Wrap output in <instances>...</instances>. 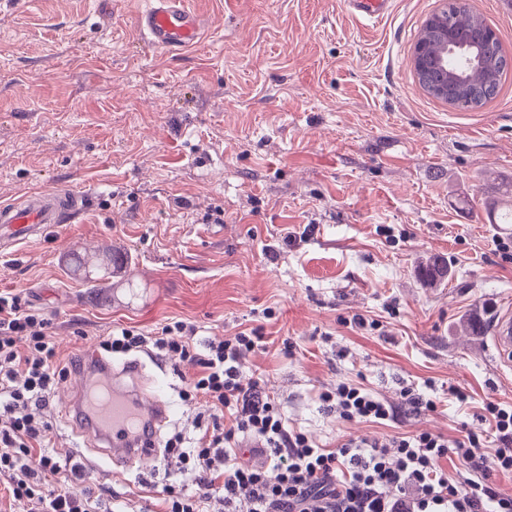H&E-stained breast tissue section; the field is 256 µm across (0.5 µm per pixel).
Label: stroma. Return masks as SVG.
Instances as JSON below:
<instances>
[{"label":"stroma","mask_w":512,"mask_h":512,"mask_svg":"<svg viewBox=\"0 0 512 512\" xmlns=\"http://www.w3.org/2000/svg\"><path fill=\"white\" fill-rule=\"evenodd\" d=\"M146 0H0V202L81 194L84 211L0 253V294L52 323L60 359L116 327L151 336L196 325V347L257 329L242 365L319 446L431 431L497 446L478 413L512 405V369L462 323L512 305V256L485 210L512 180V77L484 106L425 94L412 50L441 0H391L369 22L345 0H189L204 25L173 56L134 35ZM315 230L286 241L287 232ZM112 251L105 288L74 269ZM447 262L436 287L421 261ZM378 328L351 325L353 315ZM137 362L172 405L164 437H195L204 400L180 392L195 364ZM399 402L417 387L432 412L359 423L324 410L336 381ZM462 391L458 401L450 388ZM50 394L54 451L69 454L104 512H156L177 459L112 470Z\"/></svg>","instance_id":"35a3bbf8"}]
</instances>
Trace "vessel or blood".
Segmentation results:
<instances>
[{"instance_id": "b4317fda", "label": "vessel or blood", "mask_w": 512, "mask_h": 512, "mask_svg": "<svg viewBox=\"0 0 512 512\" xmlns=\"http://www.w3.org/2000/svg\"><path fill=\"white\" fill-rule=\"evenodd\" d=\"M352 14L366 20L384 15L390 0H347ZM138 29L158 51L191 47L201 34V22L188 0H150L138 18ZM84 208L83 199L61 190H40L0 203V244L11 247L40 238L48 227L68 223ZM491 343L503 365L512 364V314L492 324ZM75 372L78 387L64 405L88 446L105 452L113 468L127 469L159 457L158 434L170 416L162 393L140 382L141 367L115 369L92 349L81 354Z\"/></svg>"}]
</instances>
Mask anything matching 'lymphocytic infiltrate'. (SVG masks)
<instances>
[{
  "label": "lymphocytic infiltrate",
  "instance_id": "lymphocytic-infiltrate-1",
  "mask_svg": "<svg viewBox=\"0 0 512 512\" xmlns=\"http://www.w3.org/2000/svg\"><path fill=\"white\" fill-rule=\"evenodd\" d=\"M193 324L174 321L154 335L130 328L113 330L101 343L112 353L126 354L152 347L196 361L200 367L181 395L204 398L212 412L224 415L195 441H166L167 454L179 459L183 473L197 487L166 486L159 494V512H210L219 499L224 512H234L240 494H248L250 512H512V497L496 495L491 478L512 474V405L487 399L482 407L498 441L486 453L478 436L465 440L443 434H404L367 444L347 440L321 448L304 433L288 430L284 417L258 383H244L241 362L255 350L256 332L208 344L197 352ZM28 350L18 355L17 340ZM0 476L14 497L33 501L36 512H98L100 502L87 490L70 486L46 491L47 477L65 470L68 459L51 452L46 442L52 424L43 413L52 389L70 368L57 356L48 319L25 308L19 296L0 295ZM401 405L384 401L367 389L339 382L323 391L321 401L346 421H395L403 408L433 410L435 403L411 387L402 388ZM260 441L262 463L240 459L243 439ZM456 458L455 472L443 460Z\"/></svg>",
  "mask_w": 512,
  "mask_h": 512
}]
</instances>
